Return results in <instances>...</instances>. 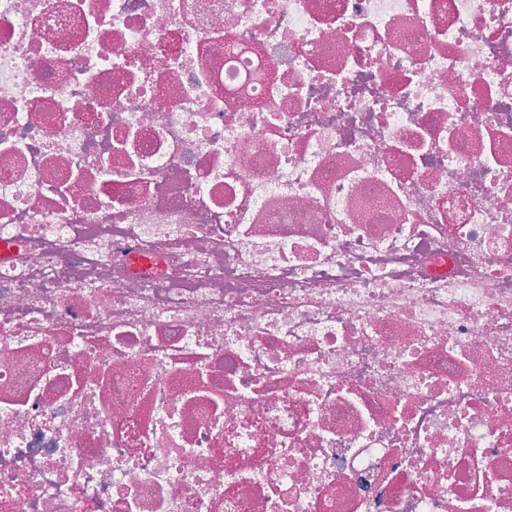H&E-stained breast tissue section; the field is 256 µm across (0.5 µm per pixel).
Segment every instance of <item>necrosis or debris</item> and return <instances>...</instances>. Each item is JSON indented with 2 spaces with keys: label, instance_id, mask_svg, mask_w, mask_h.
I'll use <instances>...</instances> for the list:
<instances>
[{
  "label": "necrosis or debris",
  "instance_id": "1",
  "mask_svg": "<svg viewBox=\"0 0 512 512\" xmlns=\"http://www.w3.org/2000/svg\"><path fill=\"white\" fill-rule=\"evenodd\" d=\"M2 241L0 512H512V0H0Z\"/></svg>",
  "mask_w": 512,
  "mask_h": 512
}]
</instances>
